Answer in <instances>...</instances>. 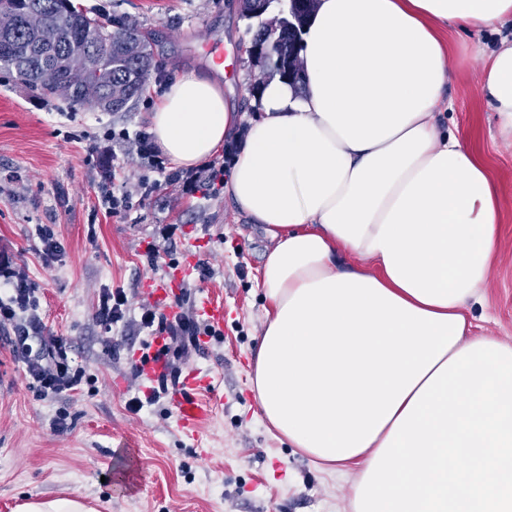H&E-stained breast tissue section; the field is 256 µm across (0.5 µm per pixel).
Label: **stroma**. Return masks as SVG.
<instances>
[{
	"label": "stroma",
	"mask_w": 512,
	"mask_h": 512,
	"mask_svg": "<svg viewBox=\"0 0 512 512\" xmlns=\"http://www.w3.org/2000/svg\"><path fill=\"white\" fill-rule=\"evenodd\" d=\"M88 16H122L151 39L155 68L127 111L94 107L60 113L15 74L0 69V254L35 284L44 322L63 336L74 366L86 371L78 389L41 396L0 331V512L27 499L79 493L99 512H351L348 489L357 467L320 470L264 419L253 390L255 355L269 307L261 269L272 243L223 193L188 192L162 183L127 213L97 206L105 170L130 190L155 174L118 139L149 128L156 101L181 72H209L203 43L220 40L234 52L239 111L252 118L256 85L269 65L248 48L260 21L241 0H73ZM512 39V21L498 31L449 32L445 95L453 111L440 117L489 166L503 204L493 272L470 314L482 333L512 341V142L502 138L492 108L474 92L473 44ZM60 244L38 251V230ZM196 266L173 290L171 312L203 328L201 347L173 370H200V398L213 412L196 432L183 427L170 395L150 399L155 384L135 363L151 352L140 324L147 278H164L186 255ZM124 290V318L105 327L96 317L105 289ZM224 307V324L209 328L205 303ZM141 409L128 407L131 398ZM65 418L69 429L52 424Z\"/></svg>",
	"instance_id": "1"
}]
</instances>
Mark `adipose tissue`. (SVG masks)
I'll list each match as a JSON object with an SVG mask.
<instances>
[{
    "mask_svg": "<svg viewBox=\"0 0 512 512\" xmlns=\"http://www.w3.org/2000/svg\"><path fill=\"white\" fill-rule=\"evenodd\" d=\"M512 0H319L304 93L180 74L150 114L159 150L199 166L235 141L226 193L273 243L254 390L289 444L358 466L353 512H512V343L472 331L502 199L436 122L442 35L494 30ZM476 94L512 139V41L480 52ZM355 257L338 263V254Z\"/></svg>",
    "mask_w": 512,
    "mask_h": 512,
    "instance_id": "adipose-tissue-1",
    "label": "adipose tissue"
}]
</instances>
